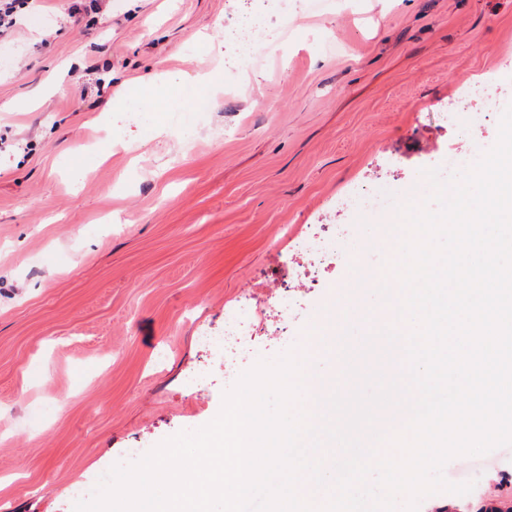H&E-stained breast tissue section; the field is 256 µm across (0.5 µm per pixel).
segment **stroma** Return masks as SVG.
I'll return each mask as SVG.
<instances>
[{
    "label": "stroma",
    "instance_id": "obj_1",
    "mask_svg": "<svg viewBox=\"0 0 512 512\" xmlns=\"http://www.w3.org/2000/svg\"><path fill=\"white\" fill-rule=\"evenodd\" d=\"M249 0H15L0 30V502L73 512L70 491L132 445L219 412L224 363L194 388L199 329L226 306L295 290L291 344L253 323L240 370L333 328L339 304L374 319L370 273L389 216L337 213L360 186L420 195L425 168L500 115L445 118L469 87L512 103V0H288L249 56L224 32ZM213 73L202 84V73ZM169 79L195 99L130 119L124 89ZM210 102L200 111L199 100ZM347 224L316 287L286 239ZM418 512H512V450L450 460Z\"/></svg>",
    "mask_w": 512,
    "mask_h": 512
}]
</instances>
